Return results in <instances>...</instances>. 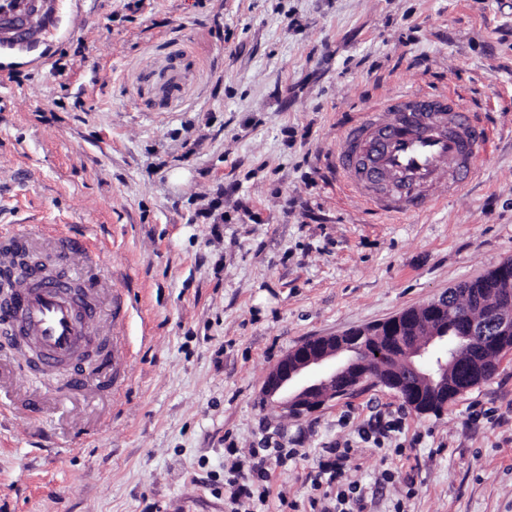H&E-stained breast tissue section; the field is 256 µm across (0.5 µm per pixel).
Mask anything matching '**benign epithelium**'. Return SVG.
I'll use <instances>...</instances> for the list:
<instances>
[{"instance_id":"obj_1","label":"benign epithelium","mask_w":512,"mask_h":512,"mask_svg":"<svg viewBox=\"0 0 512 512\" xmlns=\"http://www.w3.org/2000/svg\"><path fill=\"white\" fill-rule=\"evenodd\" d=\"M31 272L32 262L25 253L16 256L7 271H0L1 311L17 307L20 285L30 282ZM493 309L494 320L489 316L483 320L464 318L470 336L486 351L498 350L497 341L488 335L487 328L498 335L512 334V308L503 310L495 305ZM442 316V299L437 298L383 322L305 340L271 370L263 387V399L293 417L311 413L371 379L360 355L368 351L371 342L382 341L396 348L404 369H389L378 383L394 391L410 407H428L448 397V370L442 369L436 379L419 369V361L434 340L425 343L418 336L423 326L448 327ZM0 338L6 339L27 363L35 365L42 361L41 350L21 315L0 318ZM75 358L82 374L93 376L100 371L92 351L82 348Z\"/></svg>"}]
</instances>
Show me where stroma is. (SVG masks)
<instances>
[{
    "instance_id": "obj_1",
    "label": "stroma",
    "mask_w": 512,
    "mask_h": 512,
    "mask_svg": "<svg viewBox=\"0 0 512 512\" xmlns=\"http://www.w3.org/2000/svg\"><path fill=\"white\" fill-rule=\"evenodd\" d=\"M58 26L0 45V225L97 241L129 354L111 396L62 397L0 349V401L44 399L0 413V512H228L257 448L282 455L254 512H512V352L437 416L373 381L299 418L262 402L302 341L512 259V0H66ZM400 88L454 90L489 139L462 189L385 219L335 155Z\"/></svg>"
}]
</instances>
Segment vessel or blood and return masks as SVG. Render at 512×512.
Segmentation results:
<instances>
[{
  "instance_id": "1",
  "label": "vessel or blood",
  "mask_w": 512,
  "mask_h": 512,
  "mask_svg": "<svg viewBox=\"0 0 512 512\" xmlns=\"http://www.w3.org/2000/svg\"><path fill=\"white\" fill-rule=\"evenodd\" d=\"M63 0H0V39L51 43ZM488 133L477 124L461 97L451 91H401L365 113L343 132L336 171L345 188L376 214L398 218L430 209V186L447 178L457 191L480 169ZM9 246L51 250L60 263L82 262L75 275L44 280L34 271L22 294L21 312L39 338L49 366L65 369L79 343L93 338L101 300L123 306L112 292L91 238L66 233L58 224L15 225L0 230Z\"/></svg>"
}]
</instances>
